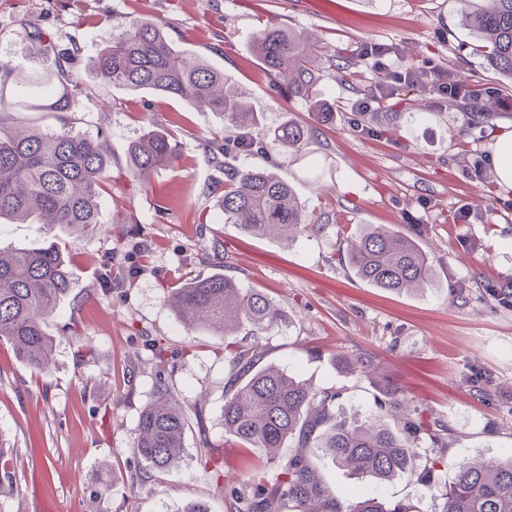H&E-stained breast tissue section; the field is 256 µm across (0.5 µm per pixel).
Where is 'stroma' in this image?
<instances>
[{
  "mask_svg": "<svg viewBox=\"0 0 512 512\" xmlns=\"http://www.w3.org/2000/svg\"><path fill=\"white\" fill-rule=\"evenodd\" d=\"M466 0H0V58L28 67L24 20L34 19L57 48L74 55L79 82L68 112H20L22 125L104 133L111 147L109 190L93 231L75 238L56 227L0 220V246L66 243L73 286L50 318L53 359L34 374L0 344V441L15 454L0 475V512H179L189 501L226 512L224 494L199 464L201 449L223 459L227 480L272 477L264 449L242 450L224 432V383L230 367L220 342L178 324L173 288L213 272L204 263L213 241L224 243V274L242 287L262 288L288 326L268 337L267 360L318 389H341L347 413L379 415L376 395L397 386L424 421L445 431L444 447L421 440L432 488L418 476L388 484L384 496L412 512H442V494L460 463L512 454V306L485 288L512 281V189L496 173L472 181L477 155H491L512 133V81L498 79L471 51L460 22ZM153 21L177 46L224 71L255 113L251 136L264 145L286 117L307 121L309 104L281 96L248 50L256 31L273 23L305 33L325 55L362 42L393 48L388 63L440 65L455 78L494 88L482 124L439 107L430 120L359 132L352 105L387 82L386 70L363 65L346 75L328 69L313 97L333 114L308 162L284 163L278 152L239 154L291 183L307 207L311 230L291 241L252 239L218 221L212 184L223 165L208 149L222 116L152 92L101 85L91 63L105 38L130 22ZM171 133L172 166L148 181L132 177L127 145L145 131ZM468 223H452L458 210ZM365 224L405 225L431 257L434 277L420 291L393 293L359 280L344 262L346 239ZM143 273L105 288L109 262H123L134 243ZM161 339L155 357L148 343ZM372 360L373 378L349 371L344 357ZM487 381V394L474 378ZM165 380L186 410L202 407L185 435L184 456L161 487L134 484L141 461L132 451L140 411Z\"/></svg>",
  "mask_w": 512,
  "mask_h": 512,
  "instance_id": "stroma-1",
  "label": "stroma"
}]
</instances>
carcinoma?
<instances>
[{
    "label": "carcinoma",
    "mask_w": 512,
    "mask_h": 512,
    "mask_svg": "<svg viewBox=\"0 0 512 512\" xmlns=\"http://www.w3.org/2000/svg\"><path fill=\"white\" fill-rule=\"evenodd\" d=\"M463 16L473 35L475 50L486 68L512 79V0H486ZM31 52L39 65L17 71L0 61V218L41 221L75 234L99 223V205L110 163L103 133L91 136L69 129H23L13 117L21 111L7 98L6 81L40 90L43 100L26 106L31 111L68 112L72 88L77 86L66 52H52L44 44L43 29L25 22ZM249 49L274 85L288 98L306 103L321 77V55L310 38L269 24L253 37ZM99 81L107 86L162 94L200 110L224 117L229 136L215 141V153L241 151L235 139L255 123L245 95L224 71L188 54L165 35L156 22L135 21L112 35L94 59ZM402 112H363L366 123H398ZM333 113L313 108L312 121L288 119L270 132V147L292 162L309 151L319 127ZM130 173L145 178L172 163L168 134L151 131L126 150ZM224 223L246 236H277L290 240L309 229L305 203L292 185L262 166L224 162ZM346 260L367 284L390 292H409L427 285L433 265L416 236L384 224H367L347 240ZM72 288L70 259L58 243L47 246L0 248V343L12 347L32 372L44 371L54 339L46 320ZM171 306L177 321L202 329L224 343L231 367L224 382V432L239 448H265L267 463L277 470L271 481L244 489L224 481V464L209 451L200 465L216 487L224 491L229 512H409L372 492L347 503L327 486L320 463L343 467L353 475L380 485L416 471L420 454L416 440L426 436L443 443L437 428L425 425L417 412L393 425L382 418L362 421L346 414L343 391H314L297 376L263 364L264 336L288 323L286 312L259 288H243L233 278L214 272L191 278L173 289ZM248 328L249 341L235 336ZM403 394L386 391L380 402L386 413L403 406ZM189 418L162 380L154 399L140 412L134 453L146 462L135 482L159 485L162 475L180 462ZM288 453H281V449ZM442 512H512V457L503 461L464 462L444 493Z\"/></svg>",
    "instance_id": "carcinoma-1"
}]
</instances>
